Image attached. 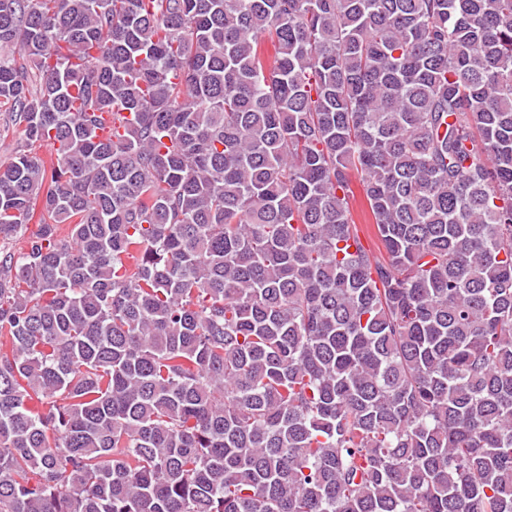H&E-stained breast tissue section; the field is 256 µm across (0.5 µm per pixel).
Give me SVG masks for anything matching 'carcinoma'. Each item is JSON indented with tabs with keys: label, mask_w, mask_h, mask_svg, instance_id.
Wrapping results in <instances>:
<instances>
[{
	"label": "carcinoma",
	"mask_w": 512,
	"mask_h": 512,
	"mask_svg": "<svg viewBox=\"0 0 512 512\" xmlns=\"http://www.w3.org/2000/svg\"><path fill=\"white\" fill-rule=\"evenodd\" d=\"M0 110V512H512V0H0ZM3 114V112H2ZM0 116V167L9 165L15 156V151L24 144V134L22 127L10 126L3 129Z\"/></svg>",
	"instance_id": "obj_1"
}]
</instances>
